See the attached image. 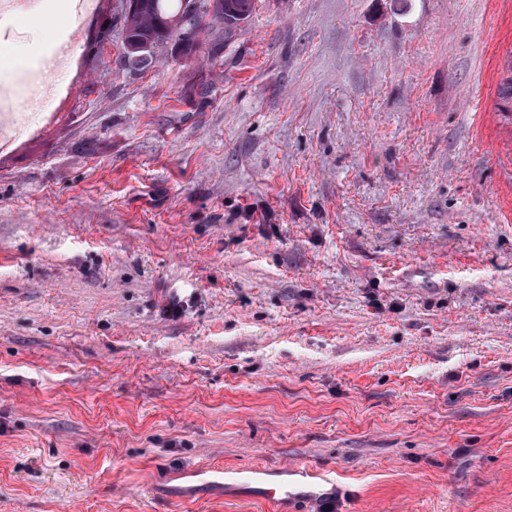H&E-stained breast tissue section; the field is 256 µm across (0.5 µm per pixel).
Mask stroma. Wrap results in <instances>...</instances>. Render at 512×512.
I'll return each mask as SVG.
<instances>
[{"instance_id":"1","label":"stroma","mask_w":512,"mask_h":512,"mask_svg":"<svg viewBox=\"0 0 512 512\" xmlns=\"http://www.w3.org/2000/svg\"><path fill=\"white\" fill-rule=\"evenodd\" d=\"M33 64L66 36L0 16ZM0 151V512H512V0H256ZM256 497L270 503H283L288 500H297L306 493H296L289 485L262 483L256 487Z\"/></svg>"}]
</instances>
